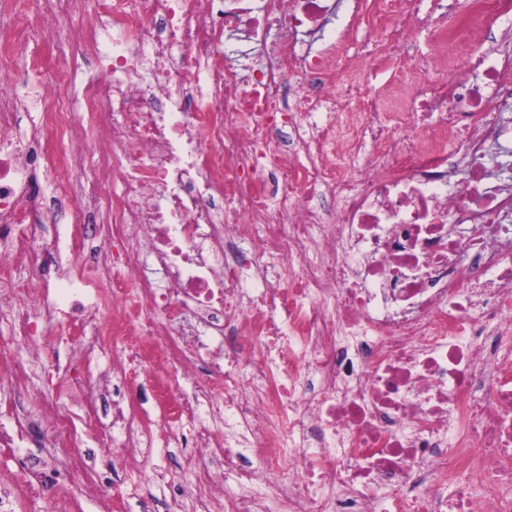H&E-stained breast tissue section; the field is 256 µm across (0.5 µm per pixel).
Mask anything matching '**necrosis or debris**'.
<instances>
[{
  "label": "necrosis or debris",
  "mask_w": 512,
  "mask_h": 512,
  "mask_svg": "<svg viewBox=\"0 0 512 512\" xmlns=\"http://www.w3.org/2000/svg\"><path fill=\"white\" fill-rule=\"evenodd\" d=\"M94 2L34 0L0 39V87L41 89L24 137L0 90V512H74L102 481L69 411L13 405L60 323L85 353L120 349L132 399L163 372L154 397L193 445L153 473L175 512H512V26L487 52L463 41L495 30L482 6L452 23L447 0H386L378 26L318 49L335 0ZM50 21L71 56L49 68L21 47ZM231 39L262 62L241 69ZM74 56L100 78L75 88ZM47 182L88 203L64 245ZM88 258L93 286L72 272ZM105 316L110 338L86 336ZM45 445L71 477L52 494Z\"/></svg>",
  "instance_id": "obj_1"
}]
</instances>
